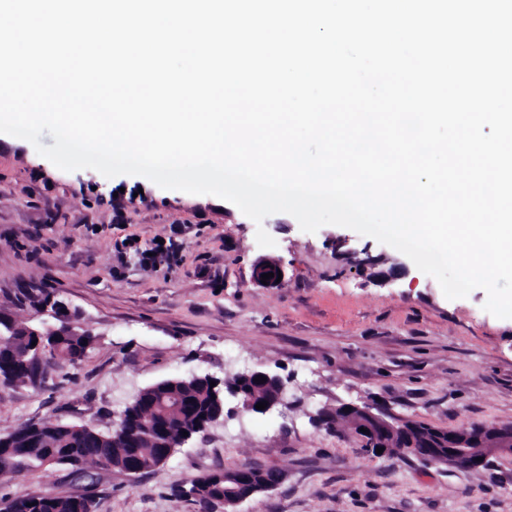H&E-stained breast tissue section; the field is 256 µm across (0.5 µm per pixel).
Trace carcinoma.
Returning a JSON list of instances; mask_svg holds the SVG:
<instances>
[{
	"label": "carcinoma",
	"instance_id": "obj_1",
	"mask_svg": "<svg viewBox=\"0 0 512 512\" xmlns=\"http://www.w3.org/2000/svg\"><path fill=\"white\" fill-rule=\"evenodd\" d=\"M36 336L27 331V324L17 323L15 329H0V354H6L0 364V379L5 382L28 383L36 388L33 380L34 368L27 364V352ZM93 337L59 336L54 347L48 351V358L54 364L72 363L74 359L84 357ZM210 380L200 376L195 380L185 378L164 380L152 385V388L138 400H133L125 409L131 422H153L157 419L152 402L164 393L181 396L182 401L191 406L198 414H208L224 402L223 393H215L209 388ZM37 433L39 439L33 443L21 438L18 430L0 434V473L34 472L39 470L42 459L54 454L66 458L76 454L84 463H94L102 456L112 462V470L118 473L135 460L143 472H149L162 460L156 453L157 439H144L136 448H128L112 435L96 428H83L78 431L64 430L58 424L40 423ZM10 512H85L83 502L75 494L59 495L49 491L38 498L29 495L10 500Z\"/></svg>",
	"mask_w": 512,
	"mask_h": 512
}]
</instances>
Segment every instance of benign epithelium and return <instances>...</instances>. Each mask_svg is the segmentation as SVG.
<instances>
[{"mask_svg": "<svg viewBox=\"0 0 512 512\" xmlns=\"http://www.w3.org/2000/svg\"><path fill=\"white\" fill-rule=\"evenodd\" d=\"M281 270L279 262H260L253 270L255 281H261V275L272 273L274 277L267 284H276L275 274ZM266 377L258 383L255 378ZM229 393L239 401L241 410L256 411L255 405L263 402L267 408L280 404L286 396V385L281 377L261 370H245L222 381ZM268 389V393L258 396L257 390ZM328 426H336L355 435L365 447V452L374 454L383 449L382 455H401L415 457L434 467H456L479 470L488 467L494 459L512 457V424H477L454 430L438 428L420 429L413 421H402L384 414H376L365 405L351 404L339 406L321 415ZM367 432H362V429ZM153 433V424L148 423L141 429L130 430L125 427V415L113 422L112 437L122 436L129 446L136 445L140 439ZM483 461H477V458ZM64 466L71 472L80 469L75 459L60 460L49 456L42 460L41 470L50 473L54 468ZM282 481L280 470L262 465H243L224 471V494L214 502L224 505V512H238L237 507L257 493L271 491Z\"/></svg>", "mask_w": 512, "mask_h": 512, "instance_id": "obj_1", "label": "benign epithelium"}]
</instances>
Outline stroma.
<instances>
[{
	"instance_id": "35a3bbf8",
	"label": "stroma",
	"mask_w": 512,
	"mask_h": 512,
	"mask_svg": "<svg viewBox=\"0 0 512 512\" xmlns=\"http://www.w3.org/2000/svg\"><path fill=\"white\" fill-rule=\"evenodd\" d=\"M122 204L125 224L112 220ZM274 239L259 247L257 229ZM176 240L174 257L155 254ZM278 260L279 285L253 278ZM61 302L63 312L43 309ZM484 290L447 299L398 250L336 225L317 232L275 213L255 223L212 195L134 175L63 171L23 139L0 134V317L93 336L85 356L42 387L0 381V433L26 423L111 430L139 390L158 382L262 370L286 383L264 413L225 401L223 419L129 478L90 467L94 512H200L179 486L251 462L284 475L239 512H512V458L483 470L377 458L318 423L321 411L370 404L442 429L512 423V319ZM69 494L68 470L0 481V499Z\"/></svg>"
}]
</instances>
